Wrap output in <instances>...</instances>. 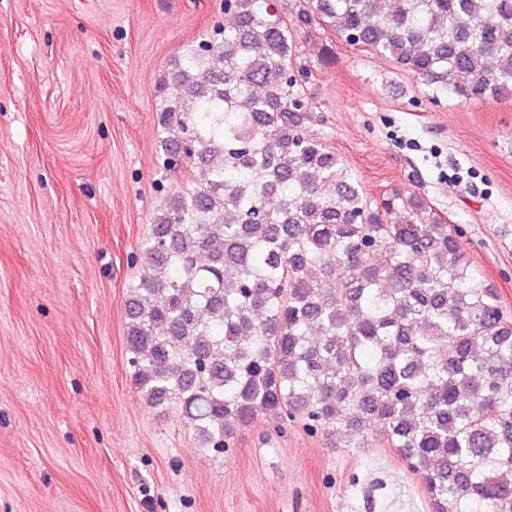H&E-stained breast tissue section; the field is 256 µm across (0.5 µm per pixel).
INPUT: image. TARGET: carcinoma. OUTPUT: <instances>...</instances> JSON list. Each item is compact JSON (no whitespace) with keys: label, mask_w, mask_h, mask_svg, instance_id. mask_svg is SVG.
I'll return each mask as SVG.
<instances>
[{"label":"carcinoma","mask_w":512,"mask_h":512,"mask_svg":"<svg viewBox=\"0 0 512 512\" xmlns=\"http://www.w3.org/2000/svg\"><path fill=\"white\" fill-rule=\"evenodd\" d=\"M181 48L162 112L167 196L131 255L132 381L223 454L264 416L311 434L378 425L429 512H512V321L420 194L364 196L309 130L296 36L328 26L433 97H512V0H224Z\"/></svg>","instance_id":"obj_1"}]
</instances>
